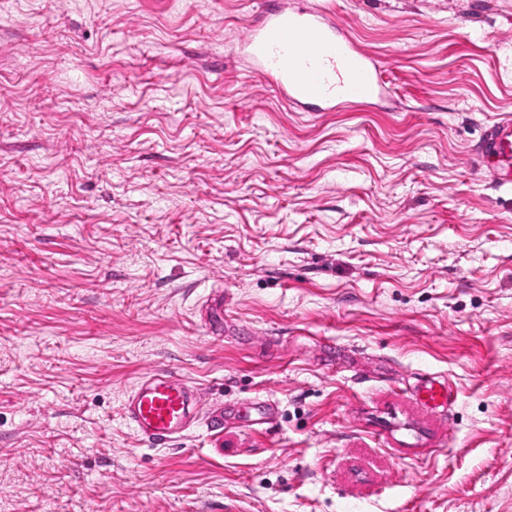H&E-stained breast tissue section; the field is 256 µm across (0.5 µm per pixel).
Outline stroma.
<instances>
[{
	"mask_svg": "<svg viewBox=\"0 0 512 512\" xmlns=\"http://www.w3.org/2000/svg\"><path fill=\"white\" fill-rule=\"evenodd\" d=\"M262 2L0 0V512H512V0H281L383 70L330 110ZM150 368L223 433L140 438ZM240 47L290 104L330 109L381 93L377 62L317 12L265 7ZM477 154L487 163L493 182L512 189V118H503L486 131Z\"/></svg>",
	"mask_w": 512,
	"mask_h": 512,
	"instance_id": "stroma-1",
	"label": "stroma"
}]
</instances>
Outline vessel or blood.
I'll list each match as a JSON object with an SVG mask.
<instances>
[{"label":"vessel or blood","mask_w":512,"mask_h":512,"mask_svg":"<svg viewBox=\"0 0 512 512\" xmlns=\"http://www.w3.org/2000/svg\"><path fill=\"white\" fill-rule=\"evenodd\" d=\"M253 70L295 105L361 103L381 93L377 62L323 15L267 7L241 43ZM498 186L512 189V118L493 124L477 145ZM195 387L171 374L149 371L124 404V416L146 440L172 439L197 416Z\"/></svg>","instance_id":"vessel-or-blood-1"}]
</instances>
